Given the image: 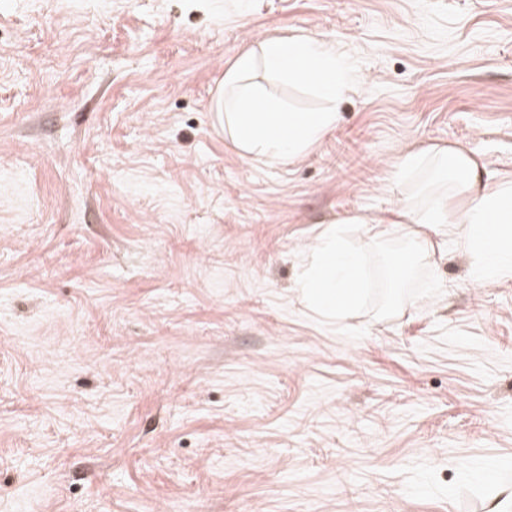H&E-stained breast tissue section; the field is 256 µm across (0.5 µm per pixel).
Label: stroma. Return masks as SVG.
Returning <instances> with one entry per match:
<instances>
[{
  "instance_id": "1",
  "label": "stroma",
  "mask_w": 512,
  "mask_h": 512,
  "mask_svg": "<svg viewBox=\"0 0 512 512\" xmlns=\"http://www.w3.org/2000/svg\"><path fill=\"white\" fill-rule=\"evenodd\" d=\"M352 82L289 163L212 110L270 36ZM512 180V0H0V512H486L512 491V277L441 248L380 296L408 152ZM346 319L299 298L331 224Z\"/></svg>"
}]
</instances>
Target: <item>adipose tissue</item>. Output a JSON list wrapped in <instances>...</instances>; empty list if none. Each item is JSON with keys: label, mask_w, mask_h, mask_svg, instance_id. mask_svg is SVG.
Wrapping results in <instances>:
<instances>
[{"label": "adipose tissue", "mask_w": 512, "mask_h": 512, "mask_svg": "<svg viewBox=\"0 0 512 512\" xmlns=\"http://www.w3.org/2000/svg\"><path fill=\"white\" fill-rule=\"evenodd\" d=\"M298 84L311 83L327 97L326 109H286L263 86L256 72ZM348 67L328 43L279 36L261 40L237 55L224 72V92L214 110L224 135L247 159L286 161L309 152L336 123L337 98L347 90ZM430 168L446 180L445 192L430 204L402 205L400 223L414 264L435 256L425 231L438 224L472 259L475 280L482 284L512 275V184L493 181L486 164L460 146L407 153L398 174ZM309 306L329 319L344 318L362 294L361 248L349 242L343 225H330L311 248V260L300 283Z\"/></svg>", "instance_id": "ef3b65f1"}]
</instances>
